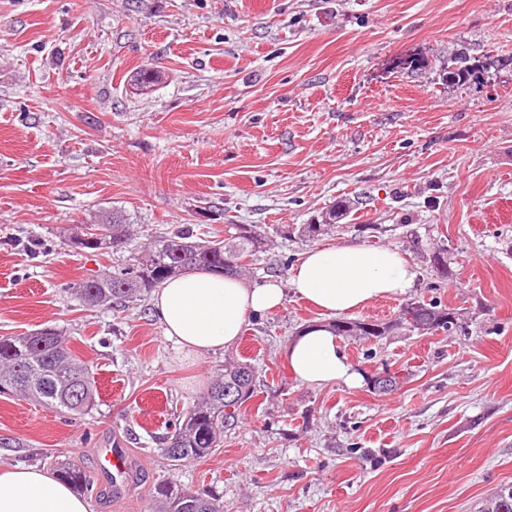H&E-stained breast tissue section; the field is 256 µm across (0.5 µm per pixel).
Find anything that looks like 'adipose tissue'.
I'll return each instance as SVG.
<instances>
[{"mask_svg":"<svg viewBox=\"0 0 512 512\" xmlns=\"http://www.w3.org/2000/svg\"><path fill=\"white\" fill-rule=\"evenodd\" d=\"M413 273L400 252L344 243L309 250L293 270L290 285L301 299L327 314H344L403 294ZM284 290L275 282L255 288L239 278L191 271L163 283L153 307L185 356L217 354L232 347L248 318L281 307ZM286 357L303 383H357L339 339L325 327L304 330ZM0 512H92L85 497L37 464H0Z\"/></svg>","mask_w":512,"mask_h":512,"instance_id":"adipose-tissue-1","label":"adipose tissue"}]
</instances>
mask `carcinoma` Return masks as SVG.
<instances>
[{"instance_id": "1", "label": "carcinoma", "mask_w": 512, "mask_h": 512, "mask_svg": "<svg viewBox=\"0 0 512 512\" xmlns=\"http://www.w3.org/2000/svg\"><path fill=\"white\" fill-rule=\"evenodd\" d=\"M487 66V62H473L468 49L461 47L441 68L440 76L448 87L463 85L473 72ZM86 228L87 235L94 237L85 245L87 249L118 253L127 248L131 236L127 218L115 210L99 215ZM234 229L227 242L195 241L194 231L188 226L160 236L143 251L130 255L124 266L111 274L77 284L74 295L86 307L110 306L138 297L187 270L238 275L245 269L242 260L262 251L266 236L255 225L236 224ZM329 326L338 336L360 332L364 339L371 340L403 326L433 333L450 331L459 327V322L449 309L418 300L403 308L393 321L335 320ZM46 333L45 337L36 333L0 337V395L21 396L68 413H83L94 406L96 395L89 364L68 346L60 332L48 328ZM256 395L255 367L248 362L224 366L219 379L185 414L182 423L163 438L162 455L179 463L212 454L224 442V430L237 424L241 406ZM57 477L78 492L91 487L89 476L74 465L59 468ZM152 498L158 503V512H224L222 495L212 490L198 493L158 483ZM480 512H512V485L502 486Z\"/></svg>"}]
</instances>
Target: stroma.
I'll return each mask as SVG.
<instances>
[{"label":"stroma","instance_id":"1","mask_svg":"<svg viewBox=\"0 0 512 512\" xmlns=\"http://www.w3.org/2000/svg\"><path fill=\"white\" fill-rule=\"evenodd\" d=\"M460 47L496 63L443 87ZM412 56L428 68H396ZM145 67L160 77L143 90ZM112 210L133 253L187 224L200 241L261 226L243 278L278 282L283 306L202 357L166 339L149 297L82 306L73 285L118 257L68 240ZM346 242L398 250L415 274L350 320L433 299L465 332L344 336L358 385L295 378L288 344L330 318L291 273ZM47 327L90 363L95 405L0 396V461L78 466L94 512H153L160 482L218 488L224 512H479L512 484V0H0V336ZM236 360L258 396L221 448L172 465L163 438ZM386 370L400 383L381 394ZM112 443L134 468L119 496L98 457Z\"/></svg>","mask_w":512,"mask_h":512}]
</instances>
